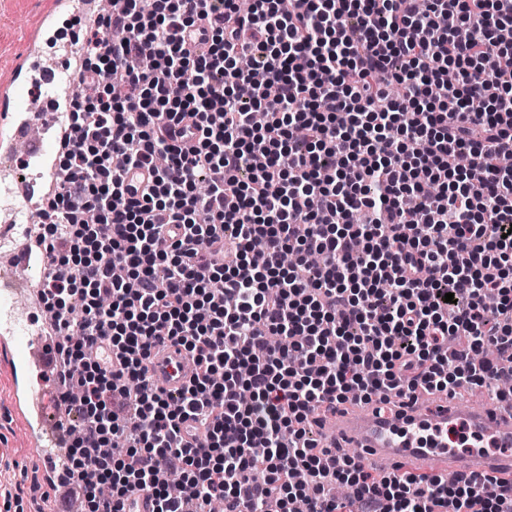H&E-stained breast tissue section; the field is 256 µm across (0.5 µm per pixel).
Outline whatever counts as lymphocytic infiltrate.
I'll return each mask as SVG.
<instances>
[{
  "label": "lymphocytic infiltrate",
  "mask_w": 512,
  "mask_h": 512,
  "mask_svg": "<svg viewBox=\"0 0 512 512\" xmlns=\"http://www.w3.org/2000/svg\"><path fill=\"white\" fill-rule=\"evenodd\" d=\"M102 25L123 37L88 35L40 203L65 481L92 512H346L339 484L355 512H512V476L386 474L314 438L320 410L512 374V0H123ZM166 339L195 363L174 400L148 375Z\"/></svg>",
  "instance_id": "f902f5d3"
}]
</instances>
